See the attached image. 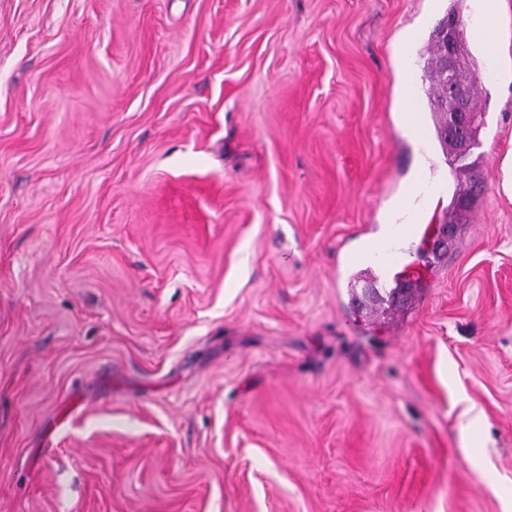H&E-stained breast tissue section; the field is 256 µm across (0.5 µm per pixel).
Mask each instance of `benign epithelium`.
Masks as SVG:
<instances>
[{
    "label": "benign epithelium",
    "mask_w": 512,
    "mask_h": 512,
    "mask_svg": "<svg viewBox=\"0 0 512 512\" xmlns=\"http://www.w3.org/2000/svg\"><path fill=\"white\" fill-rule=\"evenodd\" d=\"M437 36L444 45L441 76L448 80V111L443 113L442 118L444 134L456 144L460 151L458 161L461 162L466 160L475 148L472 133L476 127V115L469 108L468 88L454 82L453 79L461 41L459 22L453 18L445 19L439 27Z\"/></svg>",
    "instance_id": "7a95c632"
}]
</instances>
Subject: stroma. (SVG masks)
<instances>
[{
  "mask_svg": "<svg viewBox=\"0 0 512 512\" xmlns=\"http://www.w3.org/2000/svg\"><path fill=\"white\" fill-rule=\"evenodd\" d=\"M450 5L0 0V512H512V0L459 248L352 301Z\"/></svg>",
  "mask_w": 512,
  "mask_h": 512,
  "instance_id": "stroma-1",
  "label": "stroma"
}]
</instances>
